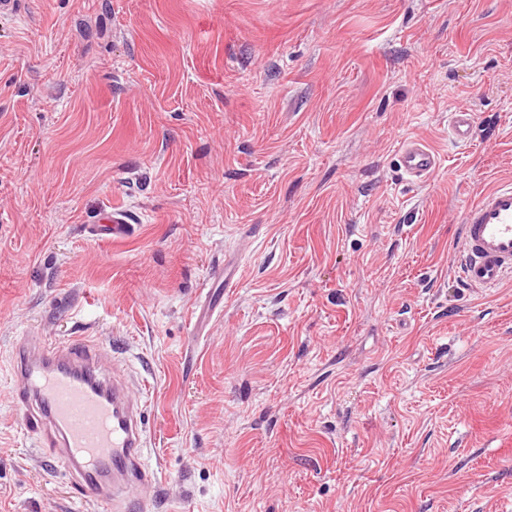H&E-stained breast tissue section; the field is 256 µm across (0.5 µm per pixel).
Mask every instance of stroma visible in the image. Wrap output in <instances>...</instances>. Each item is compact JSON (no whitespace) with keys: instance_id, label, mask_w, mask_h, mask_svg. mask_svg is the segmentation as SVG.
<instances>
[{"instance_id":"1","label":"stroma","mask_w":512,"mask_h":512,"mask_svg":"<svg viewBox=\"0 0 512 512\" xmlns=\"http://www.w3.org/2000/svg\"><path fill=\"white\" fill-rule=\"evenodd\" d=\"M508 179L512 0H21L0 512H94L11 394L17 340L78 336L142 385L147 512H512V275L457 274L464 210ZM109 206L127 233L94 238ZM448 128L451 138L456 144L468 143L474 136V114L462 110L451 112L448 116ZM396 163L409 181L424 182L435 172L439 159L425 139L414 136L404 140L397 152Z\"/></svg>"}]
</instances>
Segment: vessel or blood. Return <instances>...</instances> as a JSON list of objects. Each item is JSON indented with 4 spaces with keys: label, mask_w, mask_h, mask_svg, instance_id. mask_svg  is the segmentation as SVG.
<instances>
[{
    "label": "vessel or blood",
    "mask_w": 512,
    "mask_h": 512,
    "mask_svg": "<svg viewBox=\"0 0 512 512\" xmlns=\"http://www.w3.org/2000/svg\"><path fill=\"white\" fill-rule=\"evenodd\" d=\"M452 140L459 145L474 136L473 113L448 116ZM396 163L409 181L428 180L439 165L423 138L404 140ZM126 215L113 209L93 220L91 235L125 234ZM464 251L458 265L461 282L470 288L497 286L512 274V184L481 194L462 216ZM100 347L73 339L34 347L17 343L12 361V391L25 425L40 429L43 446L66 460L74 486L97 512H143L131 500L134 487L156 481L144 462L142 408L120 375L97 368Z\"/></svg>",
    "instance_id": "1"
}]
</instances>
